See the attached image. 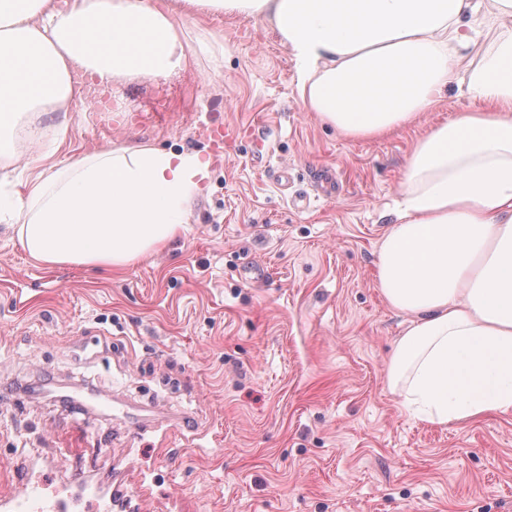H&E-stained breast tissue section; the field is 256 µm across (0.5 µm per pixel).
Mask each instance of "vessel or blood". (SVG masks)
Returning a JSON list of instances; mask_svg holds the SVG:
<instances>
[{
  "instance_id": "obj_1",
  "label": "vessel or blood",
  "mask_w": 512,
  "mask_h": 512,
  "mask_svg": "<svg viewBox=\"0 0 512 512\" xmlns=\"http://www.w3.org/2000/svg\"><path fill=\"white\" fill-rule=\"evenodd\" d=\"M116 470L108 487L83 475H72L71 481L78 491L89 495L83 506L77 499L44 493L43 481L31 469L16 470L15 490L10 496L0 497V512H131L137 494L130 489L129 470L121 464Z\"/></svg>"
}]
</instances>
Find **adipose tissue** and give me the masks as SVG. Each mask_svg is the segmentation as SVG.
Returning <instances> with one entry per match:
<instances>
[{
    "label": "adipose tissue",
    "mask_w": 512,
    "mask_h": 512,
    "mask_svg": "<svg viewBox=\"0 0 512 512\" xmlns=\"http://www.w3.org/2000/svg\"><path fill=\"white\" fill-rule=\"evenodd\" d=\"M209 13L270 23L307 111L351 138L407 125L465 75L479 109L417 141L379 246L380 292L410 318L387 385L433 424L512 413V0H0V167L81 77L122 86L213 54L178 23ZM210 176L204 152L119 144L44 169L26 200L0 193V214L40 262L119 269L176 237Z\"/></svg>",
    "instance_id": "adipose-tissue-1"
}]
</instances>
